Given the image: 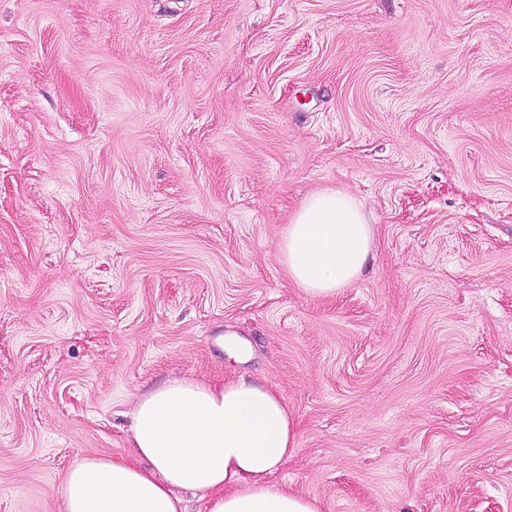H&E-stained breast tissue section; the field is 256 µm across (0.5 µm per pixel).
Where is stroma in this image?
I'll list each match as a JSON object with an SVG mask.
<instances>
[{
  "label": "stroma",
  "mask_w": 512,
  "mask_h": 512,
  "mask_svg": "<svg viewBox=\"0 0 512 512\" xmlns=\"http://www.w3.org/2000/svg\"><path fill=\"white\" fill-rule=\"evenodd\" d=\"M325 189L372 245L317 298ZM238 375L322 512H512V0H0V512ZM370 247V227L356 200L324 190L308 197L294 213L278 252L302 290L333 296L358 278Z\"/></svg>",
  "instance_id": "obj_1"
}]
</instances>
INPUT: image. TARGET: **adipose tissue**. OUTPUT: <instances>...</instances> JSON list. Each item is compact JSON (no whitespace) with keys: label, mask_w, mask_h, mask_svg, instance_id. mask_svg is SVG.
<instances>
[{"label":"adipose tissue","mask_w":512,"mask_h":512,"mask_svg":"<svg viewBox=\"0 0 512 512\" xmlns=\"http://www.w3.org/2000/svg\"><path fill=\"white\" fill-rule=\"evenodd\" d=\"M371 232L356 200L336 190L308 197L278 252L307 294L333 296L355 281ZM293 410L273 387L243 377L174 378L138 397L133 454L77 458L57 495L63 512H321L319 501L267 478L297 448Z\"/></svg>","instance_id":"adipose-tissue-1"}]
</instances>
